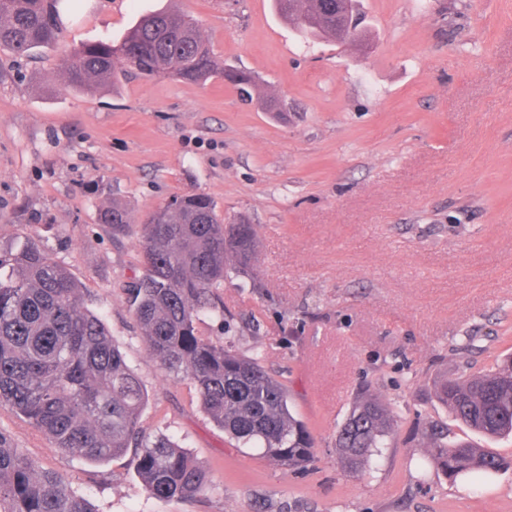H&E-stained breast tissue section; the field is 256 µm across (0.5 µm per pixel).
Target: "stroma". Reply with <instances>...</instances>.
Returning a JSON list of instances; mask_svg holds the SVG:
<instances>
[{"mask_svg": "<svg viewBox=\"0 0 512 512\" xmlns=\"http://www.w3.org/2000/svg\"><path fill=\"white\" fill-rule=\"evenodd\" d=\"M361 3L360 45L305 40L272 0H76L56 45L0 48V248L34 240L70 273L142 381L144 429L211 480L189 502L153 497L133 453L91 464L0 409V432L97 512H512L511 466L451 481L428 455L442 422L512 458V437L466 427L435 395L512 355V0ZM161 10L193 18L220 65L255 74L252 99L131 70L91 95L68 83L72 49ZM187 193L254 228L251 268L228 271L224 317L199 329L287 386L315 441L306 468L237 447L141 338L127 290L144 271L143 219ZM115 204L126 232L99 221ZM368 393L394 421L353 476L336 432Z\"/></svg>", "mask_w": 512, "mask_h": 512, "instance_id": "stroma-1", "label": "stroma"}]
</instances>
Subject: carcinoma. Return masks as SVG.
<instances>
[{
	"mask_svg": "<svg viewBox=\"0 0 512 512\" xmlns=\"http://www.w3.org/2000/svg\"><path fill=\"white\" fill-rule=\"evenodd\" d=\"M61 0H0V47L26 54L57 42ZM274 0L277 13L306 36L362 41L358 0ZM135 69L200 82L220 75L251 97L257 85L244 70L216 63L195 23L156 12L142 17L118 43L91 42L66 61L73 87L86 92ZM159 224L144 225V272L129 302L145 345L162 369L195 389L204 413L241 448H259L285 469L314 457V438L288 405V389L256 359L204 336L205 316L224 318L218 288L228 269L240 271L256 255L252 225L224 223L211 198L176 196L159 208ZM100 221L121 230L132 223L114 204ZM436 396L455 420L488 437L512 434V362L479 375L445 378ZM146 393L103 320L90 310L70 274L37 245L0 250V407H8L61 451L106 464L137 449L145 489L165 500H188L209 488L207 472L166 434L146 433L140 417ZM393 422L382 400L364 396L336 434L342 468L361 473L379 453ZM431 460L449 479L511 466L498 454L448 440V428L429 431ZM0 512H95L62 474L43 467L0 432Z\"/></svg>",
	"mask_w": 512,
	"mask_h": 512,
	"instance_id": "1",
	"label": "carcinoma"
}]
</instances>
